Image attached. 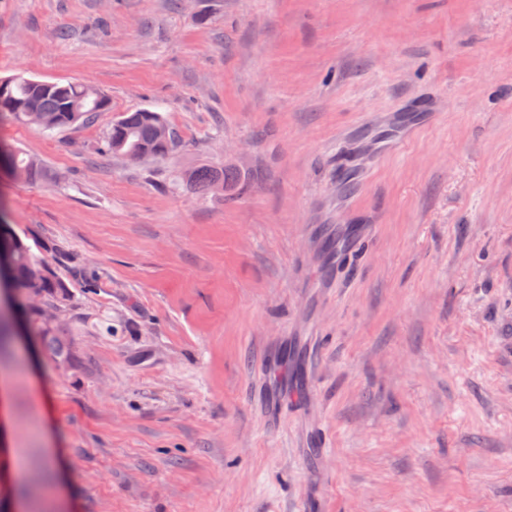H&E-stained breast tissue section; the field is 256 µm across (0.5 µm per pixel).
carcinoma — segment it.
Returning <instances> with one entry per match:
<instances>
[{
    "label": "carcinoma",
    "instance_id": "carcinoma-1",
    "mask_svg": "<svg viewBox=\"0 0 512 512\" xmlns=\"http://www.w3.org/2000/svg\"><path fill=\"white\" fill-rule=\"evenodd\" d=\"M41 111L42 130H63L75 124H87L102 112L110 110V101L103 94H92L82 84L70 81L38 80L18 74L0 79V114L7 113L17 122H29L27 107ZM159 124H168L160 112L137 109L122 113L115 119L103 137L100 149L116 156L142 155L149 160H163L180 147V136L169 129V139L162 143L153 135ZM0 162L16 173H22L28 181H47L50 171L43 163L22 152L4 154ZM245 180L240 170L224 165L199 166L185 174L182 182L190 187L208 192L215 184L227 189L224 199L237 198ZM11 255L14 281L20 285L19 293L12 301L24 308L26 329L37 337L51 360L55 363L68 361L78 367L79 359L74 338L63 329H49L43 309H67L72 303L71 281L64 278L47 260L32 251V247L15 235L11 237ZM32 288L43 289L42 300L33 304L29 292ZM14 336L13 318L0 315V353L10 349Z\"/></svg>",
    "mask_w": 512,
    "mask_h": 512
}]
</instances>
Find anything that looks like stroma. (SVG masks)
Masks as SVG:
<instances>
[{
	"mask_svg": "<svg viewBox=\"0 0 512 512\" xmlns=\"http://www.w3.org/2000/svg\"><path fill=\"white\" fill-rule=\"evenodd\" d=\"M19 73L111 109L0 118L84 355L0 360V512H512V0H0ZM138 108L170 159L101 151ZM1 161L16 172V174H24L27 181L44 182L50 179V171L39 159L26 156L22 152H13L5 155L0 149V163ZM245 178V173L229 165L221 167L199 166L186 173L182 182L202 192H209L213 185L219 184L223 187L224 193L227 189L224 199L226 201H234L242 188ZM221 186L215 187L217 188L216 190H223Z\"/></svg>",
	"mask_w": 512,
	"mask_h": 512,
	"instance_id": "35a3bbf8",
	"label": "stroma"
}]
</instances>
